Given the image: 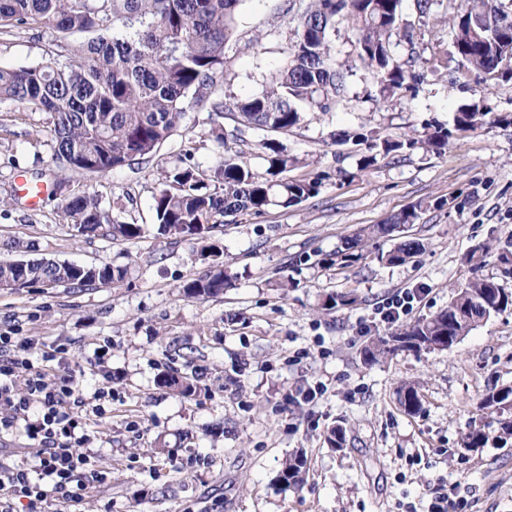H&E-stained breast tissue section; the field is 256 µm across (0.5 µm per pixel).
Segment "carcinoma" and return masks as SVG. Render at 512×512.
I'll return each mask as SVG.
<instances>
[{
  "mask_svg": "<svg viewBox=\"0 0 512 512\" xmlns=\"http://www.w3.org/2000/svg\"><path fill=\"white\" fill-rule=\"evenodd\" d=\"M244 0H0V35L16 29L51 26L62 34L57 50L45 61L19 68L0 67V101L25 105L51 117L53 155L71 170L91 169L107 175L155 155L173 135L189 100L207 102L210 132L224 140L219 119L234 111L247 129L286 134L297 127L305 112H331L347 89L348 69L336 62L332 35L346 23L355 47V65L369 73L384 99L402 98L421 78L418 58L409 51L401 62L392 38L413 44L404 19L406 0H307L298 18L297 40L288 59L261 91L228 102L215 91L216 74L226 63L225 48L236 33V15ZM448 15L452 51L441 52L434 68L455 74L468 85L475 76L482 95L459 104L452 124L427 123L418 136L408 134L372 137L370 148L398 153L417 144L435 153L484 126L511 125L512 118L491 111L487 95L495 80L512 79V34L502 33L496 16L509 11L512 0H453ZM86 35L78 46L66 39ZM263 161L259 173L240 160L239 151L225 146L224 164L206 176L184 161L165 172L164 187L153 198L154 224L162 235L186 238L213 253V232L219 224L236 222L243 214H259L271 205L300 204L319 191V182L284 180L281 174L298 159L288 155L275 138L257 145ZM443 200L411 206L384 224L361 228L346 238L334 256L323 262L349 266L368 253L374 239L389 238L394 248L383 255L390 265L409 262L424 249L418 239H404L400 229L420 220L424 211ZM95 195H76L61 207V220L75 236H102L133 240L141 236L140 224L117 220L113 210ZM492 252L487 243L475 245L467 256L480 269ZM124 270L97 266L95 271L47 258L25 260V267L0 263V283L19 288L85 287L122 280ZM230 276L216 269L183 285L188 297H214L224 292ZM356 302L352 292L331 294L325 306L347 308ZM512 308V291L494 277L475 276L452 293L448 307L416 323L378 337L364 349L376 361L394 353L389 348L397 336L442 341L453 347L479 323ZM512 408V386L487 393L479 402L488 414ZM304 455L290 457L278 480L288 487L301 479Z\"/></svg>",
  "mask_w": 512,
  "mask_h": 512,
  "instance_id": "1",
  "label": "carcinoma"
}]
</instances>
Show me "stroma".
I'll return each instance as SVG.
<instances>
[{
	"label": "stroma",
	"mask_w": 512,
	"mask_h": 512,
	"mask_svg": "<svg viewBox=\"0 0 512 512\" xmlns=\"http://www.w3.org/2000/svg\"><path fill=\"white\" fill-rule=\"evenodd\" d=\"M284 0H245L237 34L216 81L225 98L261 90L285 62L296 39L297 15ZM448 0L413 21L412 44L430 59L445 27ZM349 33L336 31L337 61L350 67ZM260 46H253V39ZM52 27L19 29L0 39V66H29L55 51ZM351 69V67H350ZM426 73L414 96L384 102L361 69H351L344 98L331 112H308L282 141L298 159L291 180H316L318 194L299 205L271 206L218 226L216 253L161 235L152 204L167 168L191 154L200 170L222 164L224 145L211 136L204 103L190 102L178 131L149 161L101 176L60 171L46 114L17 102L0 103V261L32 255L81 266L109 265L122 281L90 288L0 291V332L44 347L65 346L79 370L90 437L103 480L81 512H426L433 492L453 488L462 512H512V440L463 447L479 429L492 434L497 415L479 411L492 388L512 385V310L481 322L447 350H405L370 363L362 350L391 332L378 311L406 288L419 295L405 323L448 305L452 287L473 277L467 254L488 241L494 253L482 268L512 289L496 255L512 251V125L480 129L436 155L423 146L377 153L358 171L366 145H336L348 129L393 137L451 123L458 104L478 91ZM63 177L60 195L29 205L19 180L45 184ZM122 198L119 221L142 225L131 241L73 236L61 221L63 198ZM444 198L410 227L426 251L403 265L378 258L392 243L376 240L366 259L322 265L341 241L421 200ZM217 266L232 283L216 298L185 296L183 284ZM353 292L350 308L324 309L328 295ZM99 364H89L94 352ZM172 376L194 385L184 396L161 383ZM417 384L422 405L406 413L402 382ZM320 385L312 403L300 392ZM346 430L331 447L332 428ZM306 458L303 481L275 480L296 450Z\"/></svg>",
	"instance_id": "stroma-1"
}]
</instances>
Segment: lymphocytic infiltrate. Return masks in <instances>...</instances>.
<instances>
[{
	"instance_id": "lymphocytic-infiltrate-1",
	"label": "lymphocytic infiltrate",
	"mask_w": 512,
	"mask_h": 512,
	"mask_svg": "<svg viewBox=\"0 0 512 512\" xmlns=\"http://www.w3.org/2000/svg\"><path fill=\"white\" fill-rule=\"evenodd\" d=\"M32 340L0 333V428H11L39 408L41 417L26 433L39 448L34 467L0 459V512H48L50 502L81 505L101 474L82 446L87 434L73 418L81 407L75 375L65 368V350L58 347L32 360Z\"/></svg>"
}]
</instances>
